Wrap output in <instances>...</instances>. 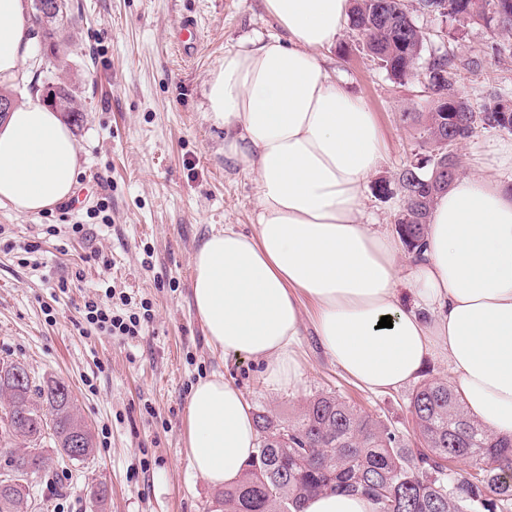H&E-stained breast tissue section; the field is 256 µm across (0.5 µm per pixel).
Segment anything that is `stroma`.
Returning <instances> with one entry per match:
<instances>
[{"mask_svg":"<svg viewBox=\"0 0 512 512\" xmlns=\"http://www.w3.org/2000/svg\"><path fill=\"white\" fill-rule=\"evenodd\" d=\"M81 8L58 33L64 51L32 53L26 78L65 80L85 106L74 123L88 194L80 206L64 200L21 215L0 209V228L14 243L0 249V364L22 363L35 382L68 385L90 428L95 452L87 460L54 465L28 481L32 512H215L217 488L195 476L185 456V417L191 387L223 373L254 410L295 419L307 398L332 390L404 435L413 386L371 392L342 373L313 334L299 349L304 374L294 388L265 385L251 360L224 356L198 321L190 280L192 256L212 229L237 224L252 231L257 188L224 156V129L206 114V81L227 50L273 32L261 0H79ZM197 20L192 57L171 44L179 22ZM496 35L469 26L450 44L458 60L481 59L462 71L473 104L491 91L512 94V60L483 52ZM327 66L376 114L386 158L364 189L365 205L388 234H396L400 193L382 197L378 181H394L419 150L414 112L428 109L416 82L400 84L370 61L349 31L326 53ZM46 224H81L86 232L44 234ZM35 245L34 253L23 250ZM102 253L109 271L91 261ZM149 309L141 336L80 335L84 295L102 278ZM70 287L56 289L58 280ZM105 488L104 503L94 494Z\"/></svg>","mask_w":512,"mask_h":512,"instance_id":"obj_1","label":"stroma"}]
</instances>
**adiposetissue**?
Here are the masks:
<instances>
[{"label": "adipose tissue", "instance_id": "1", "mask_svg": "<svg viewBox=\"0 0 512 512\" xmlns=\"http://www.w3.org/2000/svg\"><path fill=\"white\" fill-rule=\"evenodd\" d=\"M275 34L224 53L206 82L207 115L224 128V155L253 176V232H210L192 259L195 314L211 347L245 357L268 386H298L297 351L312 330L360 386L387 392L444 356L469 415L512 434V143L433 206L409 261L364 220L363 187L384 159L366 103L326 66L348 0H262ZM34 37L27 0H0V86L13 84ZM81 169L75 137L30 95L0 121V208L35 214L67 199ZM392 325L380 327L381 317ZM190 470L214 487L238 483L257 447L252 406L223 374L191 389ZM303 512H376L355 493L325 492Z\"/></svg>", "mask_w": 512, "mask_h": 512}]
</instances>
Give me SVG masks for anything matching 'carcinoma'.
<instances>
[{
  "instance_id": "obj_1",
  "label": "carcinoma",
  "mask_w": 512,
  "mask_h": 512,
  "mask_svg": "<svg viewBox=\"0 0 512 512\" xmlns=\"http://www.w3.org/2000/svg\"><path fill=\"white\" fill-rule=\"evenodd\" d=\"M349 29L380 69L402 83L415 80L430 98V109L417 116L426 152L397 173L403 210L398 234L410 250L426 232L430 210L441 191L433 189L432 152L445 136L448 162L461 169L457 145L483 130H506L505 113L512 97L490 92L473 107L460 90L459 66L447 51L424 57L431 34L415 14L432 15L461 32L473 24L493 29L500 39L490 45L493 59H512V10L499 9L505 0H352ZM75 4L61 0L58 16L42 30L50 51L57 49L54 20H64ZM55 95L68 111L84 107L65 82ZM66 384L48 379L28 381L18 389L0 379V512L30 508L29 486L4 485L11 473L48 468L52 456L83 461L94 453L93 436L78 418L74 402L61 394ZM414 440L374 418L333 392L307 399L300 416L285 421L263 409L255 414L256 453L240 482L222 492L224 512H301L311 495L325 491L356 492L369 497L376 512H512V437L498 436L467 415L457 390L444 381L421 383L410 400ZM51 430L53 453L41 448ZM79 436L77 455L70 442ZM465 467H459V463Z\"/></svg>"
}]
</instances>
